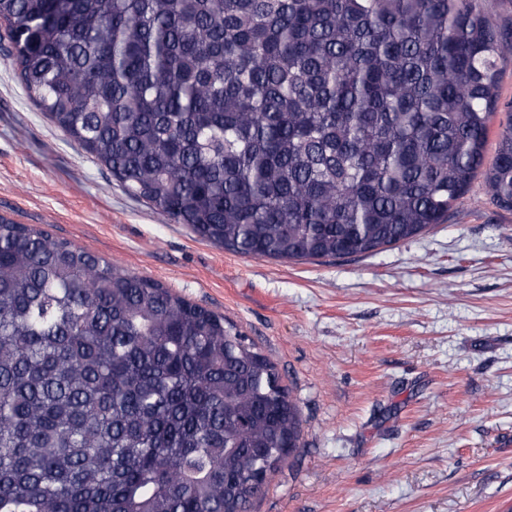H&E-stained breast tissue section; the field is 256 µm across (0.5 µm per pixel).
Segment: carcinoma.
<instances>
[{"label":"carcinoma","mask_w":512,"mask_h":512,"mask_svg":"<svg viewBox=\"0 0 512 512\" xmlns=\"http://www.w3.org/2000/svg\"><path fill=\"white\" fill-rule=\"evenodd\" d=\"M33 103L131 194L244 257L365 255L483 178L512 211V36L482 0H0ZM224 317L0 219V512H249L299 447ZM512 113V61L502 75V84L500 90V101L498 111L491 118L490 122V142L487 147L486 162L492 160L494 154V143L496 136L501 128L507 124L509 113Z\"/></svg>","instance_id":"carcinoma-1"}]
</instances>
